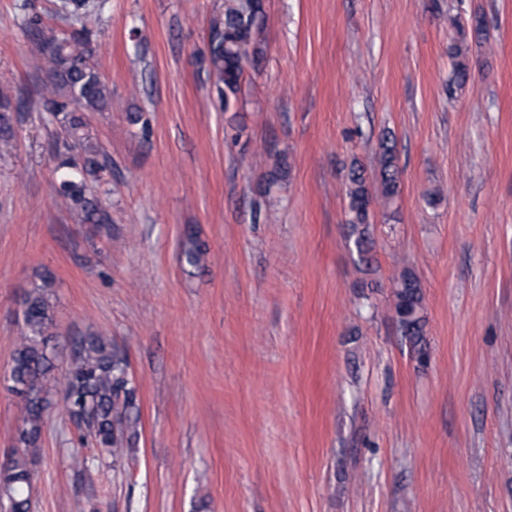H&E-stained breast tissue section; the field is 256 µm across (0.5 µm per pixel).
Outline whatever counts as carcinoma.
Masks as SVG:
<instances>
[{"label": "carcinoma", "mask_w": 512, "mask_h": 512, "mask_svg": "<svg viewBox=\"0 0 512 512\" xmlns=\"http://www.w3.org/2000/svg\"><path fill=\"white\" fill-rule=\"evenodd\" d=\"M57 15L70 30L47 28L41 16L27 14L21 21L34 53L42 60L46 78L42 107L65 131L54 149L56 193L63 206L83 224H109L110 215L99 207L96 186L106 163L101 147L92 141L83 118L85 111H101L111 99L102 80L100 64L93 57V39L100 22L96 0H59ZM263 11L260 0H224L222 25L212 29L204 56L209 64L220 105L224 110L238 101L245 65L263 52L260 34ZM377 193L391 201L399 192L398 165L389 137L381 138L376 151ZM349 199L351 235L358 253L368 242L367 224L373 194L364 169H350ZM52 277L41 276L23 300V330L12 355L8 380L20 397L17 450L0 466V512H30L33 477L28 452L38 447L46 411L51 407L48 387L56 347L52 344L53 305L47 288ZM392 310L402 336L422 357L425 319L418 281L401 274ZM128 360L112 339L89 333L76 341V351L63 383L64 408L72 420L82 421L85 431L79 444L91 446L117 464L136 447L139 438L137 389L127 373Z\"/></svg>", "instance_id": "cac0c4a2"}]
</instances>
